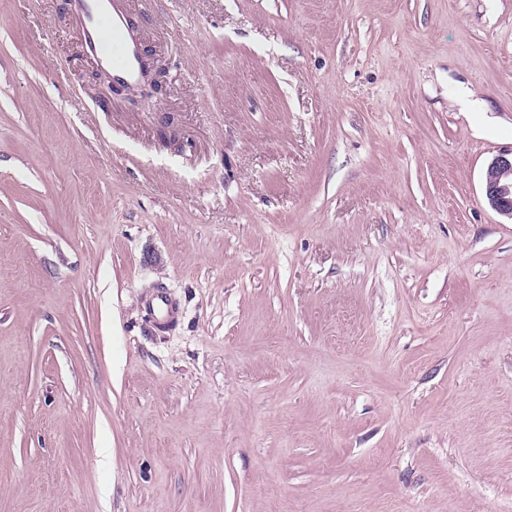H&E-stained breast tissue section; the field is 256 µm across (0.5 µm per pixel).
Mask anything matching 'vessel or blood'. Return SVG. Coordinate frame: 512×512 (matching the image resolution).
I'll use <instances>...</instances> for the list:
<instances>
[{
    "label": "vessel or blood",
    "instance_id": "1",
    "mask_svg": "<svg viewBox=\"0 0 512 512\" xmlns=\"http://www.w3.org/2000/svg\"><path fill=\"white\" fill-rule=\"evenodd\" d=\"M76 21L75 37L114 82L133 86L143 79L147 61L132 0H78ZM146 310L149 320L161 327L177 321V305L164 294L154 296Z\"/></svg>",
    "mask_w": 512,
    "mask_h": 512
}]
</instances>
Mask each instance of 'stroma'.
<instances>
[{
  "mask_svg": "<svg viewBox=\"0 0 512 512\" xmlns=\"http://www.w3.org/2000/svg\"><path fill=\"white\" fill-rule=\"evenodd\" d=\"M136 8L0 0V512H512V0ZM77 25L73 32L85 51L95 57L112 75L96 66L90 72L92 80L107 85L114 94H123L132 101L147 99L161 91L162 86L147 66L141 45L142 34L135 22L131 0H77ZM147 78L137 87L144 77ZM152 67V68H151ZM149 74V75H148ZM112 81L127 86L113 84ZM483 193L496 213L512 220V150L496 156L487 166ZM147 316L150 321H158L161 327H170L177 322V304L163 293L154 296L147 304Z\"/></svg>",
  "mask_w": 512,
  "mask_h": 512,
  "instance_id": "1",
  "label": "stroma"
}]
</instances>
